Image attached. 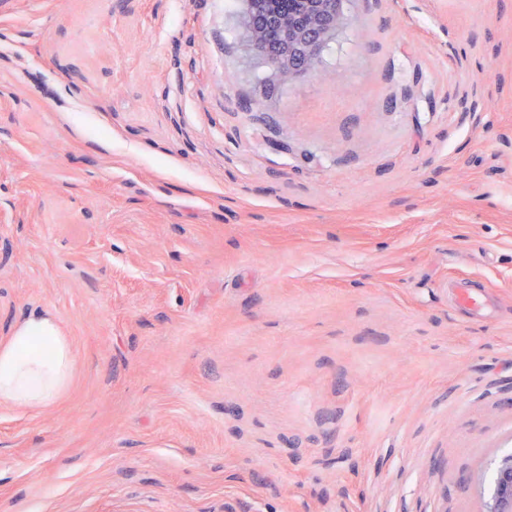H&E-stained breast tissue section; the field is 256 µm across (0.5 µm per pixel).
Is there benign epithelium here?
I'll list each match as a JSON object with an SVG mask.
<instances>
[{"label": "benign epithelium", "instance_id": "1", "mask_svg": "<svg viewBox=\"0 0 512 512\" xmlns=\"http://www.w3.org/2000/svg\"><path fill=\"white\" fill-rule=\"evenodd\" d=\"M245 2L248 45L279 80L315 73L321 50L343 22L344 0H295L296 10L273 9L275 0ZM491 501L489 512H512V455L495 468Z\"/></svg>", "mask_w": 512, "mask_h": 512}]
</instances>
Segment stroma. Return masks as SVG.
Segmentation results:
<instances>
[{"instance_id": "stroma-1", "label": "stroma", "mask_w": 512, "mask_h": 512, "mask_svg": "<svg viewBox=\"0 0 512 512\" xmlns=\"http://www.w3.org/2000/svg\"><path fill=\"white\" fill-rule=\"evenodd\" d=\"M0 0V512H488L512 454V0ZM467 292L483 303L471 310ZM275 1L301 4L271 9ZM289 1V2H288ZM245 30L250 49L279 80L298 72L313 74L321 50L336 38L343 22L344 0H245ZM75 362L56 319L33 314L0 345V404L40 408L67 390Z\"/></svg>"}]
</instances>
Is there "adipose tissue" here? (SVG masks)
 Returning <instances> with one entry per match:
<instances>
[{
	"label": "adipose tissue",
	"mask_w": 512,
	"mask_h": 512,
	"mask_svg": "<svg viewBox=\"0 0 512 512\" xmlns=\"http://www.w3.org/2000/svg\"><path fill=\"white\" fill-rule=\"evenodd\" d=\"M75 362L70 341L48 314L27 317L0 345V404L39 408L67 390Z\"/></svg>",
	"instance_id": "adipose-tissue-1"
}]
</instances>
